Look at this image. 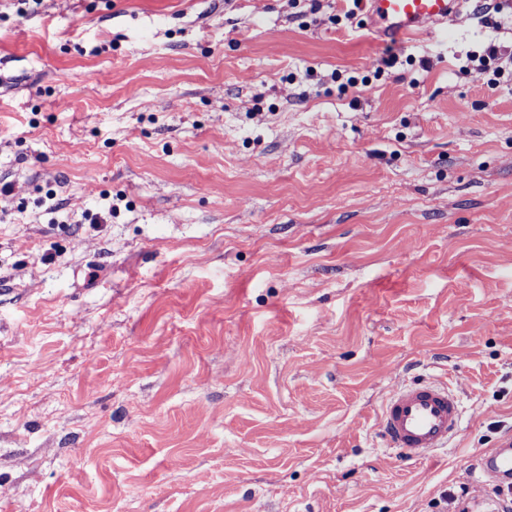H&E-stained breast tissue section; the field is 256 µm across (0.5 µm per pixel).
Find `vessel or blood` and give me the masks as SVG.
<instances>
[{
    "label": "vessel or blood",
    "mask_w": 512,
    "mask_h": 512,
    "mask_svg": "<svg viewBox=\"0 0 512 512\" xmlns=\"http://www.w3.org/2000/svg\"><path fill=\"white\" fill-rule=\"evenodd\" d=\"M370 16L379 33L405 39L417 30L447 20L458 0H370ZM460 396L448 384L420 380L392 391L379 417L386 447L413 459L447 447L462 422ZM482 473L491 480H512V443H500L482 458Z\"/></svg>",
    "instance_id": "obj_1"
}]
</instances>
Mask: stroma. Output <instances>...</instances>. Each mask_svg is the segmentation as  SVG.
<instances>
[{"label":"stroma","instance_id":"obj_1","mask_svg":"<svg viewBox=\"0 0 512 512\" xmlns=\"http://www.w3.org/2000/svg\"><path fill=\"white\" fill-rule=\"evenodd\" d=\"M342 9L0 0V512H452L512 438V21ZM369 17L382 24L378 34L390 39H406L428 25L448 20L457 0H369ZM468 60L470 62H479L475 69L479 74L486 73L490 69L489 65L494 64L495 67L492 72L495 81L504 77L505 74L512 77V52L507 54L506 51L501 50V47L493 41L487 43L480 54L470 55ZM460 396L447 383L415 381L394 389L379 417L386 447L413 459L446 448L461 425Z\"/></svg>","mask_w":512,"mask_h":512}]
</instances>
